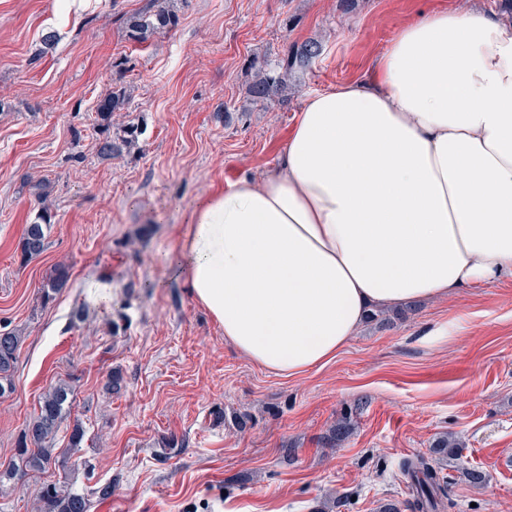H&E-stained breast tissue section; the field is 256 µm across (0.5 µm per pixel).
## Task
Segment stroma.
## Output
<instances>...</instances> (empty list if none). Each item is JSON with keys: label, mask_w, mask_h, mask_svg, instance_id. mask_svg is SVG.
I'll return each instance as SVG.
<instances>
[{"label": "stroma", "mask_w": 512, "mask_h": 512, "mask_svg": "<svg viewBox=\"0 0 512 512\" xmlns=\"http://www.w3.org/2000/svg\"><path fill=\"white\" fill-rule=\"evenodd\" d=\"M457 2L161 0L176 25L138 42L129 23L150 0H0V328L22 338L0 465L65 381L92 481L112 485L93 512H377L410 497L401 460L446 434L488 481L437 460L444 512H512V277L377 310L334 360L288 378L225 343L173 270L196 200L271 172L305 94L359 78L419 9ZM310 39L323 51L292 75L296 93L252 101L266 65ZM115 92L111 137L140 135L105 157L88 124ZM44 209L46 249L22 258ZM57 265L69 281L46 304ZM102 277L107 308L89 301ZM343 416L351 433L331 445ZM62 475L1 485L0 512H38Z\"/></svg>", "instance_id": "stroma-1"}]
</instances>
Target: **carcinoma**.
<instances>
[{"instance_id": "obj_1", "label": "carcinoma", "mask_w": 512, "mask_h": 512, "mask_svg": "<svg viewBox=\"0 0 512 512\" xmlns=\"http://www.w3.org/2000/svg\"><path fill=\"white\" fill-rule=\"evenodd\" d=\"M175 23V14L160 6L147 10L132 20L133 36L143 39L147 34L164 30ZM319 42L309 40L302 44L287 47L277 69L263 72L257 76L249 88L253 101L263 103L275 97H283L289 89L292 73L306 69L321 55ZM124 99L119 95L108 97L97 106L99 131L104 135L100 151L112 155L119 147L109 140L108 121L112 113L121 109ZM48 212L39 213L36 220L27 225L20 243L21 254L25 258L40 255L45 250L46 229L50 226ZM69 280L68 269L57 265L46 278L41 289L43 303H48ZM21 337L14 332L0 331V397L12 392L14 387V369L18 359ZM72 403V389L66 382L53 386L39 402L38 410L28 425L20 433L13 458L5 469L0 470V483L14 481L29 473L43 474L51 466L63 470L64 480L43 485L39 491L40 512H92L94 501L103 500L111 495L112 484L97 488L78 490L74 488L75 475L83 473L91 477L92 464L75 454L83 448L85 431L76 425L70 432L68 444L64 448L56 447V436L67 409ZM402 474L409 479L413 500L407 504L411 512H439L444 507L442 497L446 495L444 481L439 471L428 459L422 456L406 458L401 463ZM461 476L472 486L481 487L487 483L486 473L474 466H461Z\"/></svg>"}]
</instances>
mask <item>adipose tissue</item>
Returning a JSON list of instances; mask_svg holds the SVG:
<instances>
[{
	"mask_svg": "<svg viewBox=\"0 0 512 512\" xmlns=\"http://www.w3.org/2000/svg\"><path fill=\"white\" fill-rule=\"evenodd\" d=\"M176 266L225 341L288 377L372 309L512 277V26L419 12L360 78L305 96L272 173L197 200Z\"/></svg>",
	"mask_w": 512,
	"mask_h": 512,
	"instance_id": "1",
	"label": "adipose tissue"
}]
</instances>
